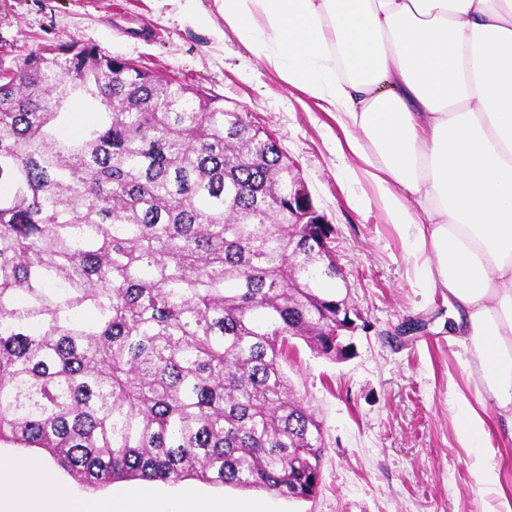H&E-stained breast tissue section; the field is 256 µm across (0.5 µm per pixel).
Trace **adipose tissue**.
<instances>
[{
  "label": "adipose tissue",
  "instance_id": "adipose-tissue-1",
  "mask_svg": "<svg viewBox=\"0 0 512 512\" xmlns=\"http://www.w3.org/2000/svg\"><path fill=\"white\" fill-rule=\"evenodd\" d=\"M225 25L278 78L353 129L351 153L416 279L441 289L483 393L458 395L454 433L483 473L490 512L512 490L490 474L487 406L512 431V0H218ZM192 488L76 497L51 469L0 460V512H225Z\"/></svg>",
  "mask_w": 512,
  "mask_h": 512
}]
</instances>
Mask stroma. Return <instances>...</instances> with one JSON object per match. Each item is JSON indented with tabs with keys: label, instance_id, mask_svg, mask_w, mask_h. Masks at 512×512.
I'll list each match as a JSON object with an SVG mask.
<instances>
[{
	"label": "stroma",
	"instance_id": "obj_1",
	"mask_svg": "<svg viewBox=\"0 0 512 512\" xmlns=\"http://www.w3.org/2000/svg\"><path fill=\"white\" fill-rule=\"evenodd\" d=\"M75 42L224 100L277 139L335 230L348 299L368 322L346 358L330 360L292 339L282 369L321 423L325 451L314 498L198 483L207 497L264 512H485L480 474L459 448L455 391L476 398L478 362L448 339L451 314L420 287L400 228L385 223L366 182L348 177V133L325 105L282 83L225 28L214 0H0V72L44 45ZM491 464L512 488V433L489 411Z\"/></svg>",
	"mask_w": 512,
	"mask_h": 512
}]
</instances>
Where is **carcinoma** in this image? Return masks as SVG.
<instances>
[{
  "label": "carcinoma",
  "mask_w": 512,
  "mask_h": 512,
  "mask_svg": "<svg viewBox=\"0 0 512 512\" xmlns=\"http://www.w3.org/2000/svg\"><path fill=\"white\" fill-rule=\"evenodd\" d=\"M293 168L219 97L95 47L3 73L0 444L91 488L314 497L322 426L280 359L336 358L348 284Z\"/></svg>",
  "instance_id": "cac0c4a2"
}]
</instances>
